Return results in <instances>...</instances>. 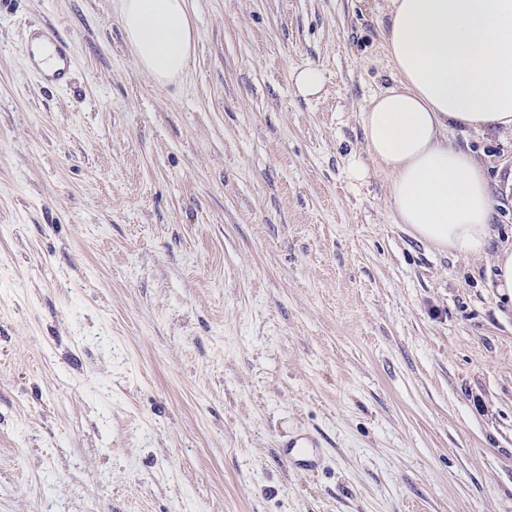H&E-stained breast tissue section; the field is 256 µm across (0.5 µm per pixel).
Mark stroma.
Masks as SVG:
<instances>
[{"instance_id":"35a3bbf8","label":"stroma","mask_w":512,"mask_h":512,"mask_svg":"<svg viewBox=\"0 0 512 512\" xmlns=\"http://www.w3.org/2000/svg\"><path fill=\"white\" fill-rule=\"evenodd\" d=\"M187 4L195 60L159 86L113 0H0V512H512L490 258L348 174L387 0ZM44 27L69 85L25 50ZM459 141L512 241V139ZM37 36L40 37L46 45L50 46L58 58L64 63L63 69L59 68L53 71L52 74H46L45 72H42V78L46 81L60 80L64 76L70 63L69 47L67 43L57 38L54 33L48 29H42ZM292 79L298 93L305 98L318 97L323 90L324 77L316 68L297 70L292 74ZM314 448H318L317 441L307 436L291 442L283 451V455L288 464L298 465L313 472L319 466V458Z\"/></svg>"}]
</instances>
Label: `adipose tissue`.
<instances>
[{"label":"adipose tissue","mask_w":512,"mask_h":512,"mask_svg":"<svg viewBox=\"0 0 512 512\" xmlns=\"http://www.w3.org/2000/svg\"><path fill=\"white\" fill-rule=\"evenodd\" d=\"M125 41L154 82L180 78L196 52L187 0H115ZM384 44L392 84L360 122L368 162L388 180L396 223L440 251L494 250L491 285L512 301V244L493 247L494 190L452 131L512 138V0H388Z\"/></svg>","instance_id":"adipose-tissue-1"}]
</instances>
